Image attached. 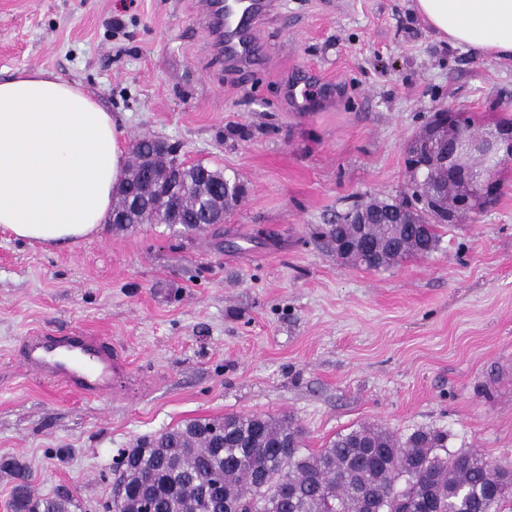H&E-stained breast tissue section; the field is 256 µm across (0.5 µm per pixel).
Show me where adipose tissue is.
I'll return each mask as SVG.
<instances>
[{
    "label": "adipose tissue",
    "instance_id": "ef3b65f1",
    "mask_svg": "<svg viewBox=\"0 0 512 512\" xmlns=\"http://www.w3.org/2000/svg\"><path fill=\"white\" fill-rule=\"evenodd\" d=\"M447 42L512 57V0H415ZM126 153L97 94L43 69L0 80V228L45 244L97 233Z\"/></svg>",
    "mask_w": 512,
    "mask_h": 512
}]
</instances>
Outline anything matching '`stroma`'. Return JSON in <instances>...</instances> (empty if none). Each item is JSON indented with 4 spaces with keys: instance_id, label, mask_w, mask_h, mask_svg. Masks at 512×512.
I'll list each match as a JSON object with an SVG mask.
<instances>
[{
    "instance_id": "obj_1",
    "label": "stroma",
    "mask_w": 512,
    "mask_h": 512,
    "mask_svg": "<svg viewBox=\"0 0 512 512\" xmlns=\"http://www.w3.org/2000/svg\"><path fill=\"white\" fill-rule=\"evenodd\" d=\"M263 62L229 69L198 0H0V78L96 92L126 148L149 137L237 176L223 223L102 225L70 245L0 231V512L68 489L109 512L116 460L193 419H293L310 450L361 423L430 428L512 464V161L427 257L369 270L320 237L353 203L408 196L433 113L512 123V58L456 47L412 0H283ZM317 73L304 112L287 83ZM87 330L126 374L86 397L23 365L25 337Z\"/></svg>"
}]
</instances>
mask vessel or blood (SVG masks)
<instances>
[{
  "instance_id": "vessel-or-blood-1",
  "label": "vessel or blood",
  "mask_w": 512,
  "mask_h": 512,
  "mask_svg": "<svg viewBox=\"0 0 512 512\" xmlns=\"http://www.w3.org/2000/svg\"><path fill=\"white\" fill-rule=\"evenodd\" d=\"M278 0H204L203 17L229 63L246 65L258 56L253 30L261 12H274ZM24 365L39 378L95 396L112 388L123 363L100 337L33 336L23 349Z\"/></svg>"
}]
</instances>
